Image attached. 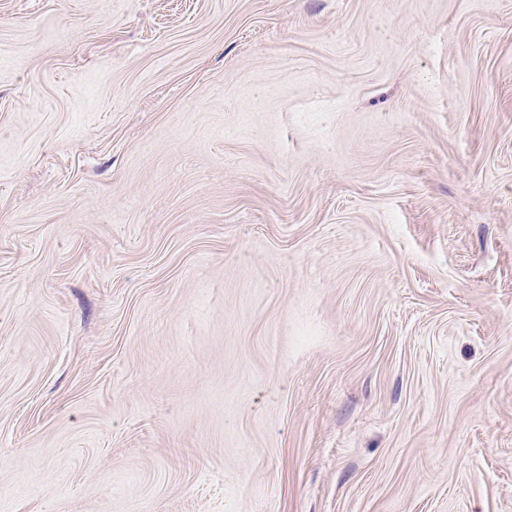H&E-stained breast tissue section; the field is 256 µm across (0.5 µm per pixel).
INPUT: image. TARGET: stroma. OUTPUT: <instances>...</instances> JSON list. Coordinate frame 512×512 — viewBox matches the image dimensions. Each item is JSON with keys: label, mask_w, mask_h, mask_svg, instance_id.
<instances>
[{"label": "stroma", "mask_w": 512, "mask_h": 512, "mask_svg": "<svg viewBox=\"0 0 512 512\" xmlns=\"http://www.w3.org/2000/svg\"><path fill=\"white\" fill-rule=\"evenodd\" d=\"M0 512H512V0H0Z\"/></svg>", "instance_id": "stroma-1"}]
</instances>
